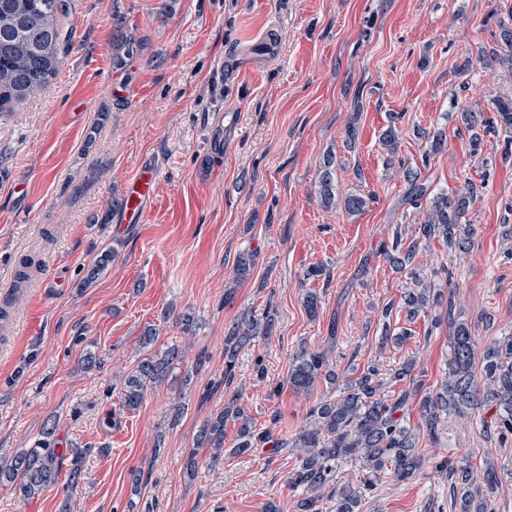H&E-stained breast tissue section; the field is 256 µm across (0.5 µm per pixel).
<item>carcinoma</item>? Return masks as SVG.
Here are the masks:
<instances>
[{"label":"carcinoma","mask_w":512,"mask_h":512,"mask_svg":"<svg viewBox=\"0 0 512 512\" xmlns=\"http://www.w3.org/2000/svg\"><path fill=\"white\" fill-rule=\"evenodd\" d=\"M68 11V0H0V116L8 115L38 95L54 80L63 62L64 32L60 17ZM483 58L512 68V28L504 25L500 42L483 52ZM492 107L504 129L512 132V97L498 98ZM458 119L467 131L473 150L484 144L490 132L489 122L482 113L465 105L454 104ZM421 172L408 168L405 172L408 189L405 203L423 209L418 231L409 244L396 238L384 248L387 259L399 273L412 279L414 287L404 295L408 321L421 312L441 306L448 301L445 291L425 281L412 267L422 243L442 238L448 248L460 253L469 252L478 233V227L463 223L470 206L481 194L482 186L467 179L454 195L428 197V187L420 179ZM320 196L327 207L340 205L350 214L359 213L367 206V198L360 194L336 196L332 160L326 159L320 179ZM112 262V249L103 250L88 267L80 281L86 288L95 283ZM253 255L240 253L234 263L236 277L247 279L253 267ZM276 328V315L270 311L260 318L247 312L240 316L224 336V381L235 375L239 352L259 336H270ZM481 356L484 382L474 373L475 356ZM182 351L170 347L164 351L143 354L135 369L121 382L119 400L122 408L137 409L148 389L165 382L174 364L181 362ZM416 359L410 357L391 369L394 379L415 381ZM324 380L336 384V371L325 353L300 349L292 358L288 383L298 393L311 392ZM378 368L370 366L360 377L342 384L336 397L321 400L306 414V421L292 442L272 439L268 431H256L250 424L245 407L234 396L224 409L207 418L196 436V447L210 448L214 458L224 454V423L228 419L240 422L238 442L232 454L245 455L265 444L275 448L298 449L297 465L288 482L301 488L308 496L297 502V512H320L318 503L323 498L333 503V512H360L362 490L371 489L389 475L398 481L413 477L424 466V455L419 448L418 429L436 435L441 417L451 413L459 417L492 408L494 430L512 434V336H504L487 343L477 351L475 335L468 325L455 326L452 336V360L448 376L438 392L420 402V428L407 424L396 415L405 405L409 394L389 401L380 392ZM55 423H44L40 438L30 448L15 453L8 464L0 465V482L7 481L19 498L28 500L56 483L63 460L69 463L70 486L78 485L85 451L71 449V454L58 453ZM343 459L360 464L363 488L336 478V466ZM448 483L458 506L457 512H492L491 496L499 484L494 467L484 473V489H473L466 468L448 463Z\"/></svg>","instance_id":"1"}]
</instances>
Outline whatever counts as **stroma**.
<instances>
[{
	"mask_svg": "<svg viewBox=\"0 0 512 512\" xmlns=\"http://www.w3.org/2000/svg\"><path fill=\"white\" fill-rule=\"evenodd\" d=\"M122 28H115V17ZM512 27V0H70L59 75L13 114L0 118V460L30 447L45 421L59 448L88 454L76 488L67 474L30 500L0 483V512H297L304 492L290 487L296 449L266 444L235 456L238 424L227 421V455L195 449L203 421L240 396L253 426L292 439L308 410L333 391L294 393L288 369L300 347L325 352L340 380L378 365L382 392L397 399L408 381L390 374L417 360L422 392L439 389L452 358L457 323L481 342L512 333V140L489 136L473 155L458 132L453 102L493 117L512 96V72L486 66L501 26ZM140 48L118 61L113 41ZM273 37L277 52L258 45ZM249 51L241 72L225 56ZM469 70H462V63ZM358 139L347 148L349 124ZM394 156L379 143L389 124ZM443 131L427 154L419 131ZM222 140L223 154L210 149ZM335 161L338 194L369 203L350 215L324 207L321 163ZM157 164L146 223L114 224L126 183ZM430 194L453 193L465 179L483 183L467 223L472 251L423 244L414 265L447 289L452 307L407 321L412 280L383 255L395 231L412 239L419 212L403 204L404 167ZM114 258L91 287L79 282L104 249ZM253 252L248 279L234 260ZM30 279L17 284L21 261ZM323 276L305 279L309 267ZM320 297L316 315L303 305ZM390 319H383L384 309ZM277 314V328L239 353L224 385V336L239 315ZM191 313L192 332L176 314ZM494 320L484 329V316ZM409 327L403 345H381L383 325ZM155 326V350L184 357L136 410L122 409L120 382L137 364L139 338ZM94 353L100 365L82 370ZM264 380H257V369ZM492 411L448 416L436 435L421 433L423 469L383 478L362 512H454L437 464L465 465L481 487L487 465L500 484L494 512H512V435L501 439ZM196 453L194 479L183 475ZM144 480L131 488V472Z\"/></svg>",
	"mask_w": 512,
	"mask_h": 512,
	"instance_id": "stroma-1",
	"label": "stroma"
}]
</instances>
